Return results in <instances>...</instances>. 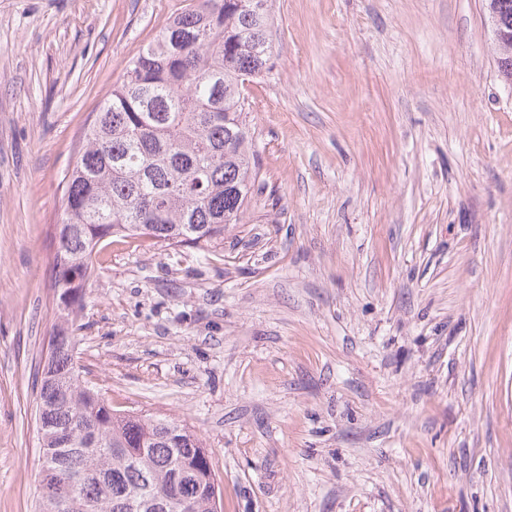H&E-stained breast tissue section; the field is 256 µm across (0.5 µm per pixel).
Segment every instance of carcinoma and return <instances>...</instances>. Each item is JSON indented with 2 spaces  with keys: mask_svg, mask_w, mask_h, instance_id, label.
Returning a JSON list of instances; mask_svg holds the SVG:
<instances>
[{
  "mask_svg": "<svg viewBox=\"0 0 512 512\" xmlns=\"http://www.w3.org/2000/svg\"><path fill=\"white\" fill-rule=\"evenodd\" d=\"M268 2L190 0L84 128L52 238L58 322L39 380V512H151L159 498L215 512L221 489L200 439L166 417L118 413L83 380L75 299L102 241L205 250L263 193L244 85L272 54Z\"/></svg>",
  "mask_w": 512,
  "mask_h": 512,
  "instance_id": "carcinoma-1",
  "label": "carcinoma"
}]
</instances>
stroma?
Wrapping results in <instances>:
<instances>
[{
    "label": "stroma",
    "mask_w": 512,
    "mask_h": 512,
    "mask_svg": "<svg viewBox=\"0 0 512 512\" xmlns=\"http://www.w3.org/2000/svg\"><path fill=\"white\" fill-rule=\"evenodd\" d=\"M184 0H0V512H37L61 179ZM265 188L204 252L103 241L74 325L222 512H512V90L485 0H272Z\"/></svg>",
    "instance_id": "35a3bbf8"
}]
</instances>
